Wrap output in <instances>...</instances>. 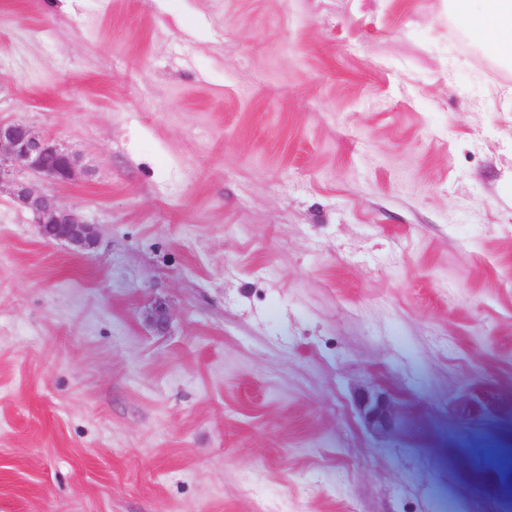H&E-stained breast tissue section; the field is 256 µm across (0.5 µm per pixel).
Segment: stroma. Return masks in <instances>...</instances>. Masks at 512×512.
Returning a JSON list of instances; mask_svg holds the SVG:
<instances>
[{"mask_svg": "<svg viewBox=\"0 0 512 512\" xmlns=\"http://www.w3.org/2000/svg\"><path fill=\"white\" fill-rule=\"evenodd\" d=\"M0 119L98 230L0 191V512H512V68L448 0H0ZM81 173L86 175L78 158L53 138L25 121L0 120V190L6 188L13 202L33 216L41 237L85 253L97 244L95 223L27 177L34 174L56 184H71ZM361 407L365 418L377 427L389 430L395 425L385 400L376 396L366 395L361 401Z\"/></svg>", "mask_w": 512, "mask_h": 512, "instance_id": "1", "label": "stroma"}]
</instances>
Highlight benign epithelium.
Instances as JSON below:
<instances>
[{"instance_id": "1", "label": "benign epithelium", "mask_w": 512, "mask_h": 512, "mask_svg": "<svg viewBox=\"0 0 512 512\" xmlns=\"http://www.w3.org/2000/svg\"><path fill=\"white\" fill-rule=\"evenodd\" d=\"M81 173L78 158L53 138L40 134L25 121L0 120V189H6L13 202L33 216L41 237L85 253L97 244L93 222L28 178L34 174L56 184H70ZM148 317L156 332L168 330L170 315L162 300L153 302ZM361 407L365 418L377 427L389 430L395 425L385 400L367 395Z\"/></svg>"}]
</instances>
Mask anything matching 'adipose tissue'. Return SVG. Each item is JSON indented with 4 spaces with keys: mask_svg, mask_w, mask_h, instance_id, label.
<instances>
[{
    "mask_svg": "<svg viewBox=\"0 0 512 512\" xmlns=\"http://www.w3.org/2000/svg\"><path fill=\"white\" fill-rule=\"evenodd\" d=\"M455 7L474 42L512 62V0H455Z\"/></svg>",
    "mask_w": 512,
    "mask_h": 512,
    "instance_id": "obj_1",
    "label": "adipose tissue"
}]
</instances>
